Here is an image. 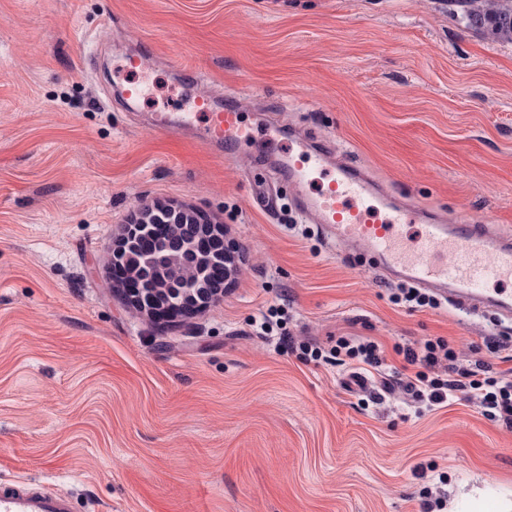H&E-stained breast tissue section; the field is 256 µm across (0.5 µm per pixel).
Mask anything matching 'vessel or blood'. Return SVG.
<instances>
[{
	"label": "vessel or blood",
	"instance_id": "1",
	"mask_svg": "<svg viewBox=\"0 0 512 512\" xmlns=\"http://www.w3.org/2000/svg\"><path fill=\"white\" fill-rule=\"evenodd\" d=\"M196 106L207 117L204 127H196L188 113L160 116L157 124L199 140L227 160L254 142V130L242 122L238 107L214 108L204 93L197 95ZM275 164L287 176L305 222L370 256L387 275L475 306L512 311V237L499 228L397 200L364 167L303 143ZM408 223L419 227L411 241L402 232ZM0 512H74V506L65 494L17 481L0 484Z\"/></svg>",
	"mask_w": 512,
	"mask_h": 512
}]
</instances>
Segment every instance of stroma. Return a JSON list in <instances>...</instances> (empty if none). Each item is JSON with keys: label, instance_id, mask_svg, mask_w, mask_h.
Listing matches in <instances>:
<instances>
[{"label": "stroma", "instance_id": "obj_1", "mask_svg": "<svg viewBox=\"0 0 512 512\" xmlns=\"http://www.w3.org/2000/svg\"><path fill=\"white\" fill-rule=\"evenodd\" d=\"M145 56L148 98L120 96ZM190 65L196 81L180 66ZM245 123L364 164L398 195L512 231V43L451 0H0V480L76 512H449L512 501V429L461 393L313 364L251 323L269 306L320 343L444 337L461 364L512 334L492 309H408L376 264L299 221L251 150L226 162L156 128L200 91ZM155 203L223 225L224 295L161 323L111 288L121 224Z\"/></svg>", "mask_w": 512, "mask_h": 512}]
</instances>
